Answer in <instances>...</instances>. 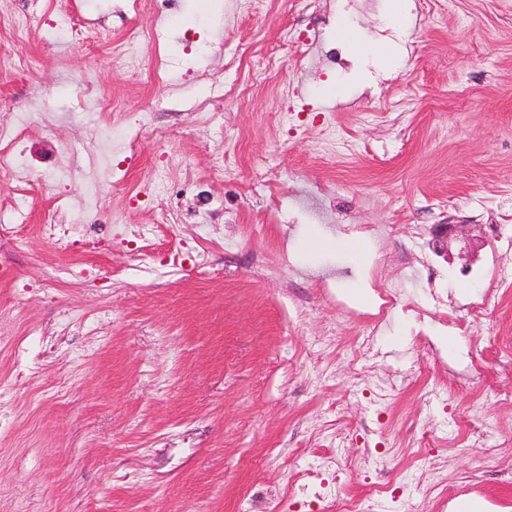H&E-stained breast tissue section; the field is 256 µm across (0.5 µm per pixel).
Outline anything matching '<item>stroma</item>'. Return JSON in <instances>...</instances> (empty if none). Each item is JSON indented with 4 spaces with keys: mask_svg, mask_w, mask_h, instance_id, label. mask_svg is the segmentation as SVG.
<instances>
[{
    "mask_svg": "<svg viewBox=\"0 0 512 512\" xmlns=\"http://www.w3.org/2000/svg\"><path fill=\"white\" fill-rule=\"evenodd\" d=\"M129 2L71 0L64 17L55 0H0V53L17 56L0 126L27 118L31 170L27 185L0 172V213L24 223L20 247L0 228V512H345L375 485L382 512H449L467 496L512 512V294L461 277L458 242L438 256L413 233L512 224V0H438L430 15L405 0L396 27L394 0L253 13L190 0L157 21ZM71 20L172 37L115 70L107 43L69 41ZM341 20L388 37L392 56L346 46L345 67L326 68ZM289 29L300 61L251 85L253 60ZM286 86L301 116L276 125ZM144 112L176 126L168 150L190 163L170 184L197 186L163 216L147 192L156 127L141 126L134 158L113 154L117 177L99 148ZM228 131L231 180L211 153ZM50 219L64 239L44 233ZM397 278L364 351L356 315ZM475 298L485 320L453 314ZM382 380L392 389L371 395ZM481 423L482 457L466 448ZM327 456L336 466L320 470ZM315 469L342 497L302 494Z\"/></svg>",
    "mask_w": 512,
    "mask_h": 512,
    "instance_id": "stroma-1",
    "label": "stroma"
}]
</instances>
